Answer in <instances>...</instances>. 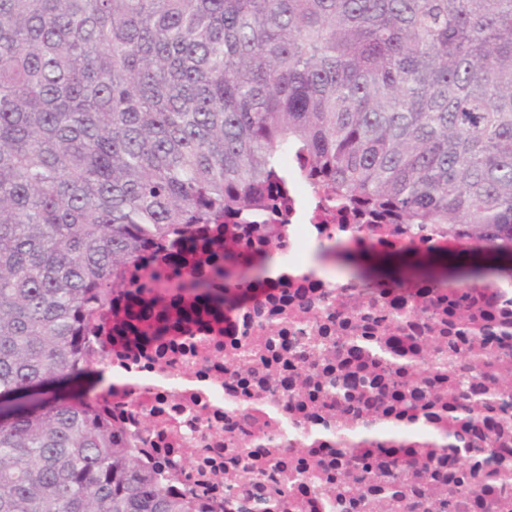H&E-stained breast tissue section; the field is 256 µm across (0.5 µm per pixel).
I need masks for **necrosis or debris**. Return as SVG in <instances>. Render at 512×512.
Instances as JSON below:
<instances>
[{
	"label": "necrosis or debris",
	"mask_w": 512,
	"mask_h": 512,
	"mask_svg": "<svg viewBox=\"0 0 512 512\" xmlns=\"http://www.w3.org/2000/svg\"><path fill=\"white\" fill-rule=\"evenodd\" d=\"M233 235L255 255H268L286 272L225 315L150 318V338L124 344L113 328L139 301L156 299L163 281L185 268L215 277L224 265L215 240ZM443 234L411 224H372L367 216L329 208L309 186L295 183L287 200L243 224L194 227L187 242L165 247L137 274L114 280L112 301L98 316L92 348L98 378L89 409L120 426L128 447L169 494L196 500L203 512H264L260 497L279 481L284 501L300 512H368V486L359 482V505H340L334 475L352 470L339 448L353 423L366 436L426 435L448 429L449 396L419 395L385 367L372 369L346 340L371 334L399 361L419 360L431 340L458 337L452 363L458 387L475 393L486 383L470 361L467 313L496 340L512 324V280L466 291L428 283L403 289L388 282L340 279L329 271L291 275L315 251L336 243L380 250H425Z\"/></svg>",
	"instance_id": "obj_1"
}]
</instances>
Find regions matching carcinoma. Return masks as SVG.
<instances>
[{"mask_svg":"<svg viewBox=\"0 0 512 512\" xmlns=\"http://www.w3.org/2000/svg\"><path fill=\"white\" fill-rule=\"evenodd\" d=\"M298 166L288 170V155ZM316 179L338 205L433 224L460 247L377 258L383 277L448 264L512 277V0H0V512H197L145 470L121 430L56 390L87 375L86 332L112 276L198 224ZM219 277L189 275L229 310L268 259L226 237ZM351 351L388 360L376 336ZM437 340L436 379L448 380ZM512 372L453 393L438 443L364 437L341 456H412L424 477L366 468L377 499L454 512L435 460L474 509L512 507ZM484 449L452 467L460 433Z\"/></svg>","mask_w":512,"mask_h":512,"instance_id":"obj_1","label":"carcinoma"}]
</instances>
